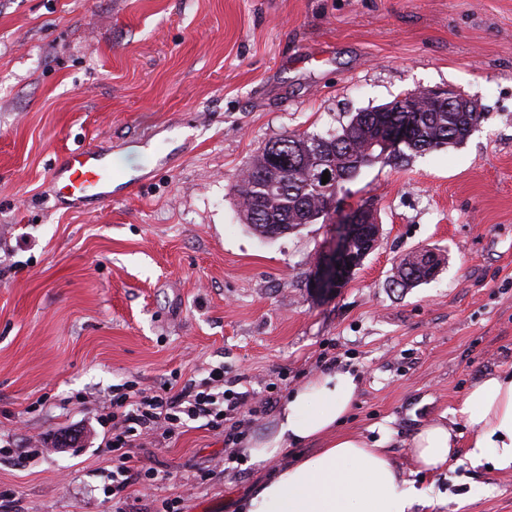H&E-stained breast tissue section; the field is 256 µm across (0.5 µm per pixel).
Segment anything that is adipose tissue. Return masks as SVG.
I'll return each instance as SVG.
<instances>
[{
	"label": "adipose tissue",
	"instance_id": "1",
	"mask_svg": "<svg viewBox=\"0 0 512 512\" xmlns=\"http://www.w3.org/2000/svg\"><path fill=\"white\" fill-rule=\"evenodd\" d=\"M359 389L351 369L313 375L282 406L276 429L248 439L250 461L267 462L288 449L310 445V452L279 466L238 512H430L435 500L391 463L388 436L369 439L341 431ZM458 413L474 432L467 458L512 470V372L475 382ZM420 470L434 472L457 458L455 434L441 422L422 425L408 443Z\"/></svg>",
	"mask_w": 512,
	"mask_h": 512
}]
</instances>
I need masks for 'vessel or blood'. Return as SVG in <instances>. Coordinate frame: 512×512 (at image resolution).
<instances>
[{"mask_svg": "<svg viewBox=\"0 0 512 512\" xmlns=\"http://www.w3.org/2000/svg\"><path fill=\"white\" fill-rule=\"evenodd\" d=\"M50 177L58 201L73 208L111 201L116 188L128 181L110 153L97 148L58 155Z\"/></svg>", "mask_w": 512, "mask_h": 512, "instance_id": "vessel-or-blood-1", "label": "vessel or blood"}]
</instances>
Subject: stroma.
<instances>
[{
  "instance_id": "stroma-1",
  "label": "stroma",
  "mask_w": 512,
  "mask_h": 512,
  "mask_svg": "<svg viewBox=\"0 0 512 512\" xmlns=\"http://www.w3.org/2000/svg\"><path fill=\"white\" fill-rule=\"evenodd\" d=\"M444 88L481 119L460 143L361 169L326 221L260 237L233 186L267 144ZM104 144L125 196L56 204L50 168ZM378 241L337 291L308 283L348 212ZM434 278L393 287L405 254ZM360 376L344 428L387 434L433 512H512V472L430 475L407 444L512 368V0H0V512H236L272 465L188 421L137 442L116 488L98 423L130 386L271 400L331 366Z\"/></svg>"
}]
</instances>
